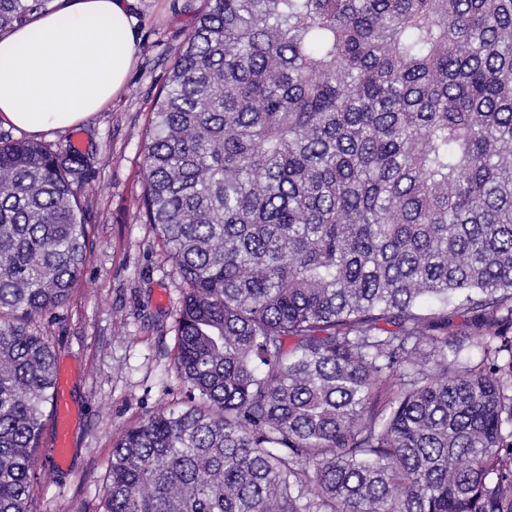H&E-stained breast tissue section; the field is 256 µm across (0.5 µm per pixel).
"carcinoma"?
<instances>
[{
  "mask_svg": "<svg viewBox=\"0 0 512 512\" xmlns=\"http://www.w3.org/2000/svg\"><path fill=\"white\" fill-rule=\"evenodd\" d=\"M144 157L190 406L120 432L102 512H512V0H207ZM92 175L0 140V512L34 499L33 325Z\"/></svg>",
  "mask_w": 512,
  "mask_h": 512,
  "instance_id": "obj_1",
  "label": "carcinoma"
}]
</instances>
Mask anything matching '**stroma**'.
Wrapping results in <instances>:
<instances>
[{"label":"stroma","instance_id":"obj_1","mask_svg":"<svg viewBox=\"0 0 512 512\" xmlns=\"http://www.w3.org/2000/svg\"><path fill=\"white\" fill-rule=\"evenodd\" d=\"M204 0H134L137 62L121 95L79 128L40 142L96 158L82 197L93 248L67 302L39 320L76 409L64 466L51 463L54 426L38 448L34 512H96L123 428L184 408L187 387L174 359L185 288L147 224L144 145L158 92Z\"/></svg>","mask_w":512,"mask_h":512}]
</instances>
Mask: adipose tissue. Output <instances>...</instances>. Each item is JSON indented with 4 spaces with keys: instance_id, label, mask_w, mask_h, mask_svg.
<instances>
[{
    "instance_id": "ef3b65f1",
    "label": "adipose tissue",
    "mask_w": 512,
    "mask_h": 512,
    "mask_svg": "<svg viewBox=\"0 0 512 512\" xmlns=\"http://www.w3.org/2000/svg\"><path fill=\"white\" fill-rule=\"evenodd\" d=\"M136 24L127 0H56L0 37V121L38 135L102 110L137 60Z\"/></svg>"
}]
</instances>
